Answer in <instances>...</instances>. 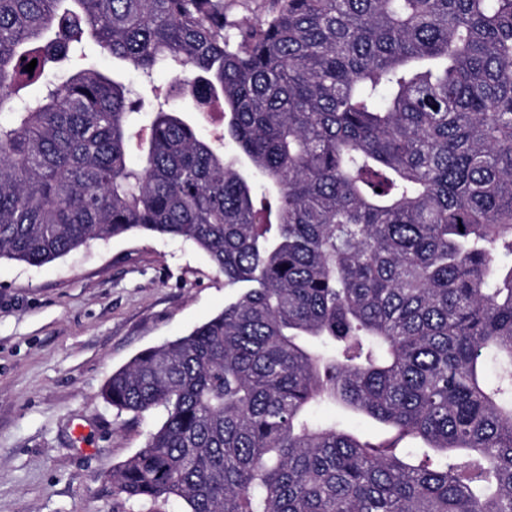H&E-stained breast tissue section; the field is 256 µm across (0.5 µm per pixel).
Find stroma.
I'll return each instance as SVG.
<instances>
[{
    "instance_id": "stroma-1",
    "label": "stroma",
    "mask_w": 512,
    "mask_h": 512,
    "mask_svg": "<svg viewBox=\"0 0 512 512\" xmlns=\"http://www.w3.org/2000/svg\"><path fill=\"white\" fill-rule=\"evenodd\" d=\"M133 96L145 84L95 56ZM192 242L131 233L32 267L0 260V512H112V472L164 421L101 392L141 351L188 335L237 299Z\"/></svg>"
}]
</instances>
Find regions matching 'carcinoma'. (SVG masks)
I'll use <instances>...</instances> for the list:
<instances>
[{"label": "carcinoma", "mask_w": 512, "mask_h": 512, "mask_svg": "<svg viewBox=\"0 0 512 512\" xmlns=\"http://www.w3.org/2000/svg\"><path fill=\"white\" fill-rule=\"evenodd\" d=\"M264 11L0 0V259L140 231L244 286L105 384L120 413H165L112 495L121 512H512V0ZM90 41L167 68L158 106L84 64ZM174 92L224 100L227 134L199 135ZM229 2V19L238 24L253 22L260 14L258 4L263 0H226ZM317 415L325 419L333 418L336 415V418H340L349 428L361 435L371 438L374 441H379L388 437L381 428L372 422L356 415L342 414L337 407L324 406L318 410Z\"/></svg>", "instance_id": "obj_1"}]
</instances>
